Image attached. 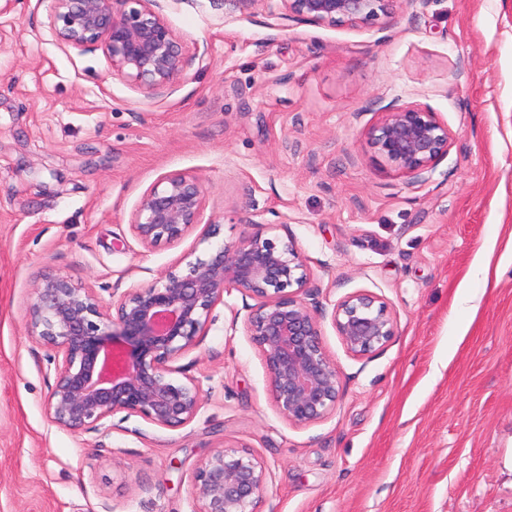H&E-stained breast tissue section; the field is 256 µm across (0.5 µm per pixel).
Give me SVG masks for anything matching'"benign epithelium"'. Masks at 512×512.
<instances>
[{
	"instance_id": "benign-epithelium-1",
	"label": "benign epithelium",
	"mask_w": 512,
	"mask_h": 512,
	"mask_svg": "<svg viewBox=\"0 0 512 512\" xmlns=\"http://www.w3.org/2000/svg\"><path fill=\"white\" fill-rule=\"evenodd\" d=\"M161 0H54L51 25L63 44L100 49L112 75L146 95L181 81L188 65L180 38L168 26ZM235 12L257 6L315 26L359 27L391 18L427 0H226ZM374 149L414 184L448 155L453 135L428 107L392 105L367 129ZM201 182L182 172L158 179L140 197L130 231L146 251L174 244L203 227L199 241L218 235L201 225ZM313 274L294 241L267 228L231 245L203 250L181 271L133 285L112 300L50 270L32 284L27 328L51 351L55 382L44 411L72 432L102 427L114 414L135 415L160 428L191 422L202 406L199 382L175 365L196 349L213 308L235 289L255 301L245 331L263 356L272 402L295 427L315 424L335 409L340 393L336 363L322 342L330 318L346 351L363 357L385 346L396 322L383 298L356 291L326 313L308 302ZM269 470L247 450L224 446L193 475L191 512H261Z\"/></svg>"
}]
</instances>
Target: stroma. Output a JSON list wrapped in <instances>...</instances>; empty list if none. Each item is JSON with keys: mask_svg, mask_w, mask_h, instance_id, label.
<instances>
[{"mask_svg": "<svg viewBox=\"0 0 512 512\" xmlns=\"http://www.w3.org/2000/svg\"><path fill=\"white\" fill-rule=\"evenodd\" d=\"M52 8L0 0V512H190L195 468L225 445L266 464L264 512H512V0H428L353 29L164 0L190 64L152 96L58 41ZM410 103L453 133L416 184L366 134ZM171 172L201 181L209 248L269 224L322 308L386 301L396 334L366 356L324 322L340 375L324 420L276 412L232 289L180 360L203 391L191 422H48L31 285L50 268L108 299L182 261L197 235L147 252L129 226Z\"/></svg>", "mask_w": 512, "mask_h": 512, "instance_id": "1", "label": "stroma"}]
</instances>
